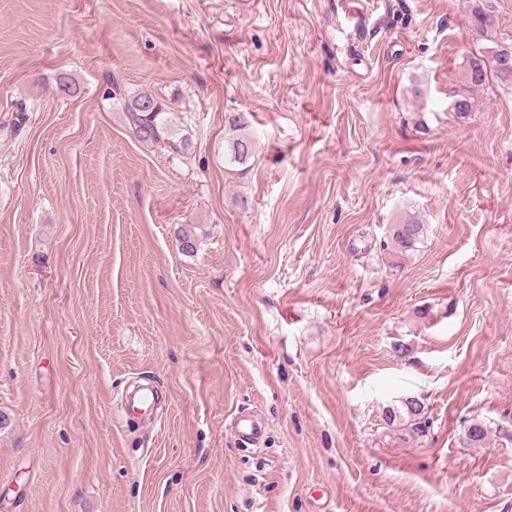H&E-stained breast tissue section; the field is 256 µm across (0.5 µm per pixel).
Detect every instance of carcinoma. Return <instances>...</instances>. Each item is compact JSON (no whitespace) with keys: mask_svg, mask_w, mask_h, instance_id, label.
Returning a JSON list of instances; mask_svg holds the SVG:
<instances>
[{"mask_svg":"<svg viewBox=\"0 0 512 512\" xmlns=\"http://www.w3.org/2000/svg\"><path fill=\"white\" fill-rule=\"evenodd\" d=\"M470 23L476 30L474 43L478 46L485 42L499 44L497 30L499 20L492 0H472ZM487 51L479 49L466 56L467 68L460 89L453 92V109L457 117H468L474 107L475 96L481 91L489 76L493 75L503 83H512V62L492 73H487L484 58ZM125 117L129 130L142 144H163L175 152H185L190 147L189 137L178 135L174 129L173 108L165 98L143 90L123 97ZM225 124L235 136L224 148V164L244 166L253 155L254 141L246 133L247 116L240 112H230L225 116ZM425 225L410 217L390 227L389 235L396 254L404 255L413 250L424 237ZM424 407H415L411 399L401 400V407L389 408L385 413V422L396 426L413 439L424 433L422 419ZM492 427L483 420L472 421L465 430L464 441L472 448H481L487 444Z\"/></svg>","mask_w":512,"mask_h":512,"instance_id":"carcinoma-1","label":"carcinoma"}]
</instances>
